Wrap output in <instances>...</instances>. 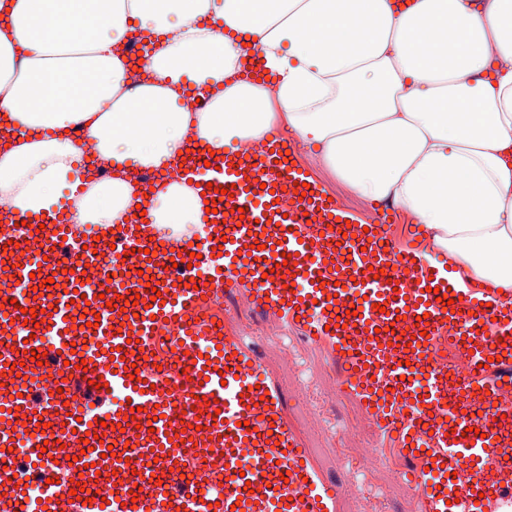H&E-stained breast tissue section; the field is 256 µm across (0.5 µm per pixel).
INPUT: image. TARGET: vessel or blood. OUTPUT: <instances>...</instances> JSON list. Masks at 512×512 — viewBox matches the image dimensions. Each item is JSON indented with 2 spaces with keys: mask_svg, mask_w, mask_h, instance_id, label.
Returning <instances> with one entry per match:
<instances>
[{
  "mask_svg": "<svg viewBox=\"0 0 512 512\" xmlns=\"http://www.w3.org/2000/svg\"><path fill=\"white\" fill-rule=\"evenodd\" d=\"M286 150L266 139L246 158H214L193 142L187 176L207 186L205 198L225 222L175 242L192 261L152 289L140 277L154 275L148 253L162 251L165 237L158 225L129 218L110 238L116 252L136 251L137 270L100 273L97 291L86 295L87 315L52 289L55 311L34 335L24 310L56 266L59 246L86 240L80 258L98 267L103 228L49 223L34 236L25 226L0 227V247L28 245L10 257L21 292L6 307L13 323L0 344V448L41 421L48 442L43 454L25 449L22 466L0 468V512H14L18 486L29 478L43 483L30 512H231L238 501L244 512H328L335 487L306 463L280 394L240 336L224 330L222 303L237 291L249 306L298 322L345 367L342 393L363 401L393 450L412 459L408 479L425 512H512V467L501 463L512 458V309L488 304L490 286L455 289L447 265L426 260L424 248L397 246L385 217L366 221L331 200L304 165L286 162ZM296 182L307 184L305 199L293 192ZM288 254L294 267L283 264ZM439 289L453 298L454 313L437 301ZM157 290L163 304L145 307ZM118 294L136 300L134 316L108 308ZM379 303L385 311H376ZM81 314L87 326L74 327ZM116 322L123 331L113 330ZM41 346L49 377L26 353ZM13 362L19 375L7 372ZM131 363L149 390L136 389L125 370ZM100 378L116 398L111 411L77 418L75 398L95 396ZM154 408L160 417L152 421ZM186 423L197 432L173 445L170 435ZM89 432L105 435L88 444L99 448L96 459L82 450ZM78 477L93 490L91 502L71 499Z\"/></svg>",
  "mask_w": 512,
  "mask_h": 512,
  "instance_id": "vessel-or-blood-1",
  "label": "vessel or blood"
}]
</instances>
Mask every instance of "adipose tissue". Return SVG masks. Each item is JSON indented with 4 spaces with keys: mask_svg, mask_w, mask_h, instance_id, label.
<instances>
[{
    "mask_svg": "<svg viewBox=\"0 0 512 512\" xmlns=\"http://www.w3.org/2000/svg\"><path fill=\"white\" fill-rule=\"evenodd\" d=\"M0 197L56 214L86 128L112 179L75 197L73 224L146 209L166 238L200 232L183 182L140 201L124 165L158 169L198 139L247 149L277 117L364 198L425 225L456 267L512 293V0H0ZM152 37L155 79L130 91L116 48ZM254 47L275 88L241 78ZM207 98L184 104L187 86Z\"/></svg>",
    "mask_w": 512,
    "mask_h": 512,
    "instance_id": "adipose-tissue-1",
    "label": "adipose tissue"
}]
</instances>
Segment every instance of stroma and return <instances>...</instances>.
Wrapping results in <instances>:
<instances>
[{"label": "stroma", "instance_id": "1", "mask_svg": "<svg viewBox=\"0 0 512 512\" xmlns=\"http://www.w3.org/2000/svg\"><path fill=\"white\" fill-rule=\"evenodd\" d=\"M306 165L346 209L368 215L370 200L340 182L316 160L310 148L289 131ZM224 328L238 333L266 377L284 398L283 414L320 475L336 488L333 512H423L413 484L397 477L392 461L366 465L386 445L380 430L368 425L357 398L339 388L340 368L321 346L307 340L292 323L228 299Z\"/></svg>", "mask_w": 512, "mask_h": 512}]
</instances>
